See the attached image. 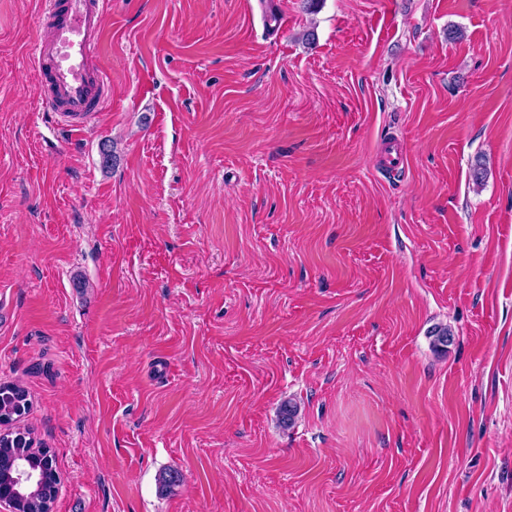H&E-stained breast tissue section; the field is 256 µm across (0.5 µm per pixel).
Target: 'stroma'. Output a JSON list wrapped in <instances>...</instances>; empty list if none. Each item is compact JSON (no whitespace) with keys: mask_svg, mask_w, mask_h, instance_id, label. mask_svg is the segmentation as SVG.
<instances>
[{"mask_svg":"<svg viewBox=\"0 0 512 512\" xmlns=\"http://www.w3.org/2000/svg\"><path fill=\"white\" fill-rule=\"evenodd\" d=\"M264 2L107 0L73 133L0 0V382L52 512H512V0Z\"/></svg>","mask_w":512,"mask_h":512,"instance_id":"35a3bbf8","label":"stroma"}]
</instances>
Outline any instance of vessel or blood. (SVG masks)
<instances>
[{
  "instance_id": "1",
  "label": "vessel or blood",
  "mask_w": 512,
  "mask_h": 512,
  "mask_svg": "<svg viewBox=\"0 0 512 512\" xmlns=\"http://www.w3.org/2000/svg\"><path fill=\"white\" fill-rule=\"evenodd\" d=\"M104 0H43L32 64L42 109L66 129L83 131L109 101V82L97 47L105 26Z\"/></svg>"
}]
</instances>
